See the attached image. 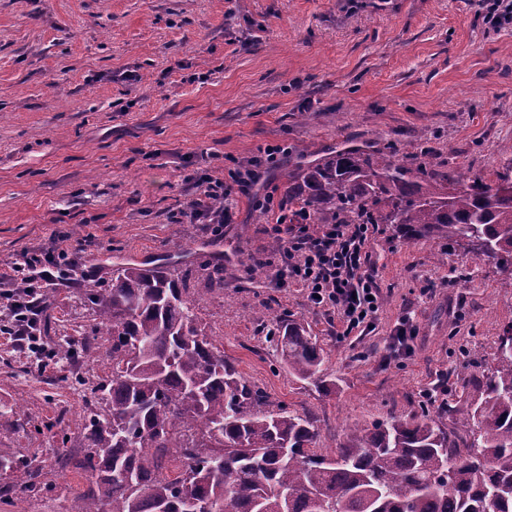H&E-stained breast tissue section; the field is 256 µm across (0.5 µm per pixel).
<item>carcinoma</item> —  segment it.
I'll return each instance as SVG.
<instances>
[{
  "instance_id": "carcinoma-1",
  "label": "carcinoma",
  "mask_w": 512,
  "mask_h": 512,
  "mask_svg": "<svg viewBox=\"0 0 512 512\" xmlns=\"http://www.w3.org/2000/svg\"><path fill=\"white\" fill-rule=\"evenodd\" d=\"M391 151L344 148L288 177V204L311 224H389L404 240L489 243L512 277V193ZM224 259L179 268L127 263L106 283L85 281L95 324L59 337L54 356L103 358L95 401L75 420L80 450L53 449L86 488L59 493L64 512H512V327L474 385L459 445L428 407L373 428H350L334 456L316 451L315 422L244 380L201 326L196 296L224 290ZM197 288L190 289L189 281ZM109 336L100 350L98 337ZM277 344L299 381L325 383L324 356L306 327ZM25 455H0V497L47 490Z\"/></svg>"
}]
</instances>
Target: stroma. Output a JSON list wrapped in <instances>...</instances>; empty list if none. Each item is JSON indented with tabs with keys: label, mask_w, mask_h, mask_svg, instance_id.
I'll list each match as a JSON object with an SVG mask.
<instances>
[{
	"label": "stroma",
	"mask_w": 512,
	"mask_h": 512,
	"mask_svg": "<svg viewBox=\"0 0 512 512\" xmlns=\"http://www.w3.org/2000/svg\"><path fill=\"white\" fill-rule=\"evenodd\" d=\"M471 0H0V265L59 237L85 247L96 279L125 262L179 264L224 254V290L199 302L207 334L272 404L317 419V448L333 454L349 426L417 411L452 378L490 367L512 325V277L463 247L407 241L380 225L368 273L381 288L370 331L337 336L336 314L303 289L253 274L270 256V216L235 202L223 237L170 215L193 179L222 175L258 145L291 153L289 174L346 146L422 155L496 184L512 182V22L492 27ZM309 326L326 357V384L291 376L254 316ZM59 335L88 324L76 285L49 309ZM410 352L393 348L402 321ZM72 365L38 366L0 337V452H25L41 479L85 486L55 466L61 438L79 447L84 406Z\"/></svg>",
	"instance_id": "1"
}]
</instances>
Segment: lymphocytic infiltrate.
I'll list each match as a JSON object with an SVG mask.
<instances>
[{
	"label": "lymphocytic infiltrate",
	"mask_w": 512,
	"mask_h": 512,
	"mask_svg": "<svg viewBox=\"0 0 512 512\" xmlns=\"http://www.w3.org/2000/svg\"><path fill=\"white\" fill-rule=\"evenodd\" d=\"M287 156V145H261L246 162L228 169L226 176L203 174L194 184L193 198L177 210L174 221L203 224L212 235H222L233 220L230 203L239 196L247 198L253 209L274 213L271 232L283 248L271 264L269 286L305 289L317 306L336 313L342 335L366 330L380 308V287L364 271L378 227L321 224L314 228L289 215L287 200L275 199L270 192L258 195L256 186ZM82 273L75 258L54 246L29 249L1 269L0 298L5 304L0 307V334L21 344L39 342L46 289L72 284Z\"/></svg>",
	"instance_id": "f902f5d3"
}]
</instances>
